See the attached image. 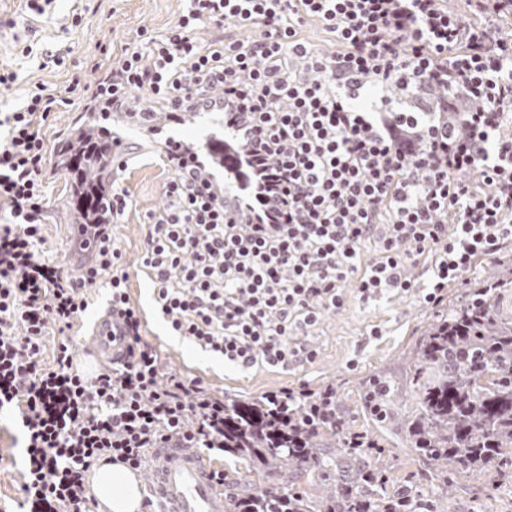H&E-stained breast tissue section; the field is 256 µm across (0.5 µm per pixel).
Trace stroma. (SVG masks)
<instances>
[{"label":"stroma","instance_id":"35a3bbf8","mask_svg":"<svg viewBox=\"0 0 512 512\" xmlns=\"http://www.w3.org/2000/svg\"><path fill=\"white\" fill-rule=\"evenodd\" d=\"M51 19L28 16L24 0H0V64L14 62V36L28 38L35 48L68 52L75 68L86 71L89 83L106 75L96 66L102 47L122 46L137 30L163 29L176 20L184 0H54ZM82 9L83 22L70 27L67 19L73 9ZM15 20L16 29L6 27ZM87 103H79L51 114L45 127L48 175L45 197L47 219L44 241L38 247L40 259L72 268L82 251L76 228L70 220L67 201L71 177L59 167L57 150L88 119ZM114 130L120 139L115 157L119 166L112 176L128 194L131 204L112 233L123 254L129 275V294L144 310L142 336L159 349L165 370L200 380L202 387L228 399H255L269 390L301 384L317 389H336L337 406L351 424L366 427L362 415L361 389L369 376H389L396 396L411 404L405 358L425 329L438 315L447 313V304L432 307L417 294L388 293L364 301L355 288L343 291L342 308L323 312L317 325L308 330L314 343V361L285 366L242 368L209 356L195 344L170 335L156 313L153 284L142 264L144 222L149 212L164 203L163 185L171 173L163 161L161 137L147 134L134 124L117 119ZM396 453L388 461L390 475L382 493L392 496L409 486L428 499L433 512H512V484L490 489L486 473H474L455 483L450 493L437 492L436 481L414 454L404 450L400 437H391ZM210 466L223 470L230 481L229 492L247 495L259 489L249 461L228 454H207ZM25 466L23 433L16 411L0 410V501L20 499L21 473Z\"/></svg>","mask_w":512,"mask_h":512}]
</instances>
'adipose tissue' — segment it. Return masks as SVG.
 Masks as SVG:
<instances>
[{
    "mask_svg": "<svg viewBox=\"0 0 512 512\" xmlns=\"http://www.w3.org/2000/svg\"><path fill=\"white\" fill-rule=\"evenodd\" d=\"M90 484L106 512H147L136 474L122 463L97 467L90 477Z\"/></svg>",
    "mask_w": 512,
    "mask_h": 512,
    "instance_id": "ef3b65f1",
    "label": "adipose tissue"
}]
</instances>
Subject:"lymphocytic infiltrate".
<instances>
[{
  "instance_id": "obj_1",
  "label": "lymphocytic infiltrate",
  "mask_w": 512,
  "mask_h": 512,
  "mask_svg": "<svg viewBox=\"0 0 512 512\" xmlns=\"http://www.w3.org/2000/svg\"><path fill=\"white\" fill-rule=\"evenodd\" d=\"M233 22L237 40L202 44L205 27ZM317 23L335 49L303 36ZM109 79L73 74L54 90L31 83L0 114V408L26 436L20 512H92L86 476L101 462L138 470L170 444L224 448V400L197 379L163 371L130 300L112 236L129 205L113 186L102 226L77 273L40 260L51 112L91 92L109 114L140 97L167 119L213 107L250 129L244 158L249 221H228L198 155L166 148L165 203L146 217L142 263L170 330L244 368L314 360L294 339L354 284L361 299L422 291L438 304L478 258L512 237V37L476 25L448 0H187L164 30H138L112 59ZM433 86L443 100L411 110L402 92ZM378 259L362 266L367 245ZM433 260L418 288L408 273ZM109 276L110 305L128 344L115 367L82 377L63 336L88 307L85 290ZM61 334L44 366L47 336ZM297 439L336 412L332 389L263 394Z\"/></svg>"
}]
</instances>
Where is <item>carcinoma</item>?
I'll return each mask as SVG.
<instances>
[{"label":"carcinoma","instance_id":"carcinoma-1","mask_svg":"<svg viewBox=\"0 0 512 512\" xmlns=\"http://www.w3.org/2000/svg\"><path fill=\"white\" fill-rule=\"evenodd\" d=\"M92 137H78L59 150L60 165L74 179L68 206L75 218L94 223L102 214L97 186L112 174V153H98L100 127ZM512 289V268L489 278L467 298L448 310V316L429 324L409 352L408 371L416 400L411 418L379 380L365 388L362 408L371 418L400 426L409 448L440 479L442 489L466 474L492 471L501 483L512 482V316L500 308V295ZM336 441V456L355 460L362 447L348 444L361 437L378 444L364 429L344 418L326 424ZM224 451L252 463V470L272 465L301 467L309 462L323 469L314 443L296 448L267 413L259 399L224 400ZM387 466L379 461L357 466L350 482L336 480V488L316 500L292 492L288 483L248 495L250 508L239 512H418L420 495L383 498Z\"/></svg>","mask_w":512,"mask_h":512}]
</instances>
